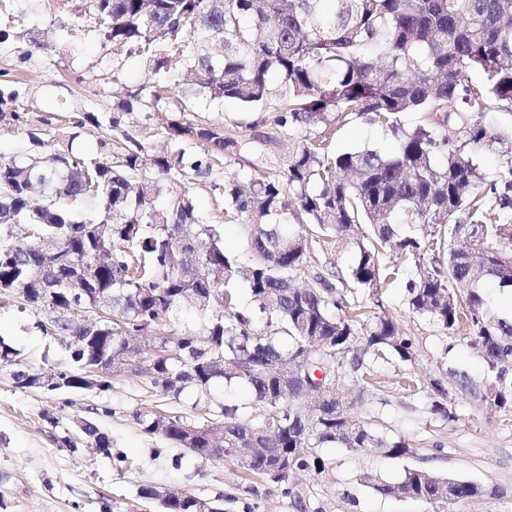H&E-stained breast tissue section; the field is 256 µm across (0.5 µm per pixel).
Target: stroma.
<instances>
[{
  "mask_svg": "<svg viewBox=\"0 0 512 512\" xmlns=\"http://www.w3.org/2000/svg\"><path fill=\"white\" fill-rule=\"evenodd\" d=\"M76 6V0H9L7 8L24 13L29 24L46 31L56 21L76 19ZM80 21L82 29L73 45L59 48L50 57H36L22 65L12 51H0V72H9L19 82L30 109L27 128L0 122V155L31 150L28 130L56 132L80 118L82 112L111 111L114 103L126 98L145 77L143 63L133 59L124 65L120 78H113L111 51L87 35L89 18ZM191 119L199 125L223 127L225 135L237 141L234 168L241 183L268 170L267 150L251 139L253 132H264L267 125L242 114L236 101L206 107L192 113ZM367 145L389 151L394 142L387 132L358 119L345 125L336 143L341 150ZM192 195L209 221L223 222L227 246L240 261H247L242 228L225 220L221 200L202 185L193 189ZM403 296V281L390 284L382 291L381 310L396 319L405 333L416 337L417 377L428 379L442 365L486 377L476 351L459 345L445 351L444 339L405 309ZM49 318L46 311L14 295L0 294V336L42 372L65 364L67 357L64 345L40 329ZM98 405L109 409L98 422L112 439L114 455L133 462L130 472L120 473L112 458L94 449L82 445L68 448L57 442ZM156 405L167 412L181 410L172 400L156 395L145 379L133 375L113 378L112 389L106 393L88 389L52 396L38 389L15 388L9 366H1L0 512H160L157 505L139 498L137 490L143 485L177 489L201 498L221 493L224 512H246L250 502L256 505L254 512H288V501L280 491L257 499L245 492L232 462L205 463L185 449L143 433L134 415ZM422 407V396L396 389L389 406L373 417L375 427L411 443V456L367 459L344 448H326L322 454L330 462L328 474L302 476L304 491L326 512H432L422 502L378 496L358 480L359 472L368 465L390 481L397 480L406 467L419 466L498 489V497L461 503L455 512H512V415L492 413L466 401L457 406L455 421L437 424L430 422ZM53 415L58 424L50 423Z\"/></svg>",
  "mask_w": 512,
  "mask_h": 512,
  "instance_id": "stroma-1",
  "label": "stroma"
}]
</instances>
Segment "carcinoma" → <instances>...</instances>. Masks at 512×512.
<instances>
[{"label":"carcinoma","mask_w":512,"mask_h":512,"mask_svg":"<svg viewBox=\"0 0 512 512\" xmlns=\"http://www.w3.org/2000/svg\"><path fill=\"white\" fill-rule=\"evenodd\" d=\"M76 12L112 49V75L131 58L148 63L123 111L149 121L172 104L185 115L203 100L231 99L291 134L274 171L246 190L228 161L237 141L190 120L166 123L169 149L154 157L151 177L145 145L121 129L118 112H86L47 140L31 132L42 152L0 157V227L33 230L27 241L0 232V292L46 311L112 315L96 336L79 321L40 324L66 340L65 390L84 389L88 368H106L105 349L116 360L131 340L145 343L143 362L129 372L163 396L190 400V409L136 412L144 433L198 459L222 448L244 474L278 488L288 512H324L296 484L301 473L329 471L320 449L413 453L405 438L358 417L390 403L373 383L378 367L411 369L418 360L415 338L371 310L411 267L403 277L409 312L447 337L465 331L461 340L477 349L490 380L446 369L421 389L410 373L402 382L425 392L435 421L455 420L463 399L512 413V321L490 313L484 295L487 281L512 290V151L489 180L468 150L491 141L487 113L512 109V0H80ZM73 38L75 26L63 21L49 33L22 16L0 23V47L23 62ZM174 59L187 77L171 71ZM472 71L484 82L472 84ZM8 76L0 74V122L22 128L24 93ZM406 113L417 114L414 126L402 123ZM360 117L390 131L395 149L337 150L341 129ZM86 121L104 130L99 147L110 158L73 149ZM198 141L205 149L196 157ZM174 181L207 185L224 199V219L242 223L254 310L239 306V264L222 225L186 192L156 205ZM84 200L96 213L76 221L71 206ZM332 248L353 249L352 263L317 269L313 257ZM185 312L204 325H186ZM161 327L168 334H157ZM2 362L13 367L15 387L30 388L28 363L0 338ZM219 386L249 397L226 401ZM77 427L82 441L112 457V440L95 423ZM360 481L432 512L498 496L495 487L420 467L397 481L372 471ZM138 494L163 512H224L222 494L151 486Z\"/></svg>","instance_id":"1"}]
</instances>
